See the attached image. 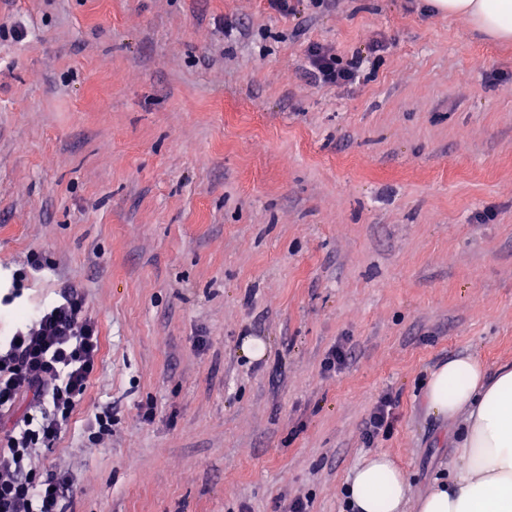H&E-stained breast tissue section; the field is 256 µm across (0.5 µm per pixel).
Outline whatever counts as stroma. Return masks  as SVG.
<instances>
[{
	"label": "stroma",
	"instance_id": "obj_1",
	"mask_svg": "<svg viewBox=\"0 0 512 512\" xmlns=\"http://www.w3.org/2000/svg\"><path fill=\"white\" fill-rule=\"evenodd\" d=\"M422 2L0 0V290L76 285L101 340L41 453L63 512H345L365 454L415 496L453 467L431 371L512 364V43ZM376 41L358 83L303 70ZM396 403L390 396L381 398L370 412L363 424V438L367 443L375 439L387 437L394 425Z\"/></svg>",
	"mask_w": 512,
	"mask_h": 512
}]
</instances>
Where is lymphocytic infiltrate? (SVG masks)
<instances>
[{
	"mask_svg": "<svg viewBox=\"0 0 512 512\" xmlns=\"http://www.w3.org/2000/svg\"><path fill=\"white\" fill-rule=\"evenodd\" d=\"M343 59L335 50L308 47L304 67L323 85L360 80L368 54ZM99 336L76 287L18 323L0 340V512H62L70 489L65 471L46 469L40 448L52 447L71 421L99 367Z\"/></svg>",
	"mask_w": 512,
	"mask_h": 512,
	"instance_id": "lymphocytic-infiltrate-1",
	"label": "lymphocytic infiltrate"
}]
</instances>
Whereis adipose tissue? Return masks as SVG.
Returning <instances> with one entry per match:
<instances>
[{
  "label": "adipose tissue",
  "instance_id": "obj_1",
  "mask_svg": "<svg viewBox=\"0 0 512 512\" xmlns=\"http://www.w3.org/2000/svg\"><path fill=\"white\" fill-rule=\"evenodd\" d=\"M449 16L466 17L487 38L512 42V0H432ZM429 408L461 419L456 458L448 477L411 499L408 477L383 453L362 457L345 493L351 512H512V365L488 375L470 356L448 360L430 375Z\"/></svg>",
  "mask_w": 512,
  "mask_h": 512
}]
</instances>
